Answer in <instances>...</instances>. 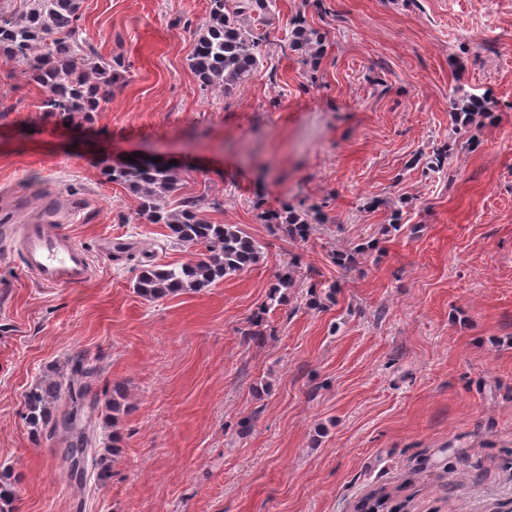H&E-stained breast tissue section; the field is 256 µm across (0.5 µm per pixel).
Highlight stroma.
<instances>
[{
    "mask_svg": "<svg viewBox=\"0 0 512 512\" xmlns=\"http://www.w3.org/2000/svg\"><path fill=\"white\" fill-rule=\"evenodd\" d=\"M207 7L82 0L83 37L125 78L79 126L44 118V89L0 57V225L64 196L92 265L47 287L0 251V470L17 512H354L380 488L400 512H497L512 502V0H276L265 67L228 97L188 67ZM301 24L318 61L292 46ZM458 94L493 106L461 123ZM148 150L181 166L209 220L265 244L258 264L200 293L136 294L145 257L195 255L101 174ZM285 206L322 221L290 238L264 220ZM362 244L356 267L333 260ZM289 262L288 301L252 340ZM316 282L333 299L310 303ZM77 351L100 400L124 389L103 484L72 480L64 432L33 438L22 417Z\"/></svg>",
    "mask_w": 512,
    "mask_h": 512,
    "instance_id": "1",
    "label": "stroma"
}]
</instances>
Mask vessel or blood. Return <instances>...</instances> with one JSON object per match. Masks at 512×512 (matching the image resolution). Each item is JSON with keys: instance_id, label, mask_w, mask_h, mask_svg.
Wrapping results in <instances>:
<instances>
[{"instance_id": "1", "label": "vessel or blood", "mask_w": 512, "mask_h": 512, "mask_svg": "<svg viewBox=\"0 0 512 512\" xmlns=\"http://www.w3.org/2000/svg\"><path fill=\"white\" fill-rule=\"evenodd\" d=\"M60 202L48 198L38 219L27 224L20 238L25 268L47 286L80 285L91 274V263L81 245L62 233Z\"/></svg>"}]
</instances>
